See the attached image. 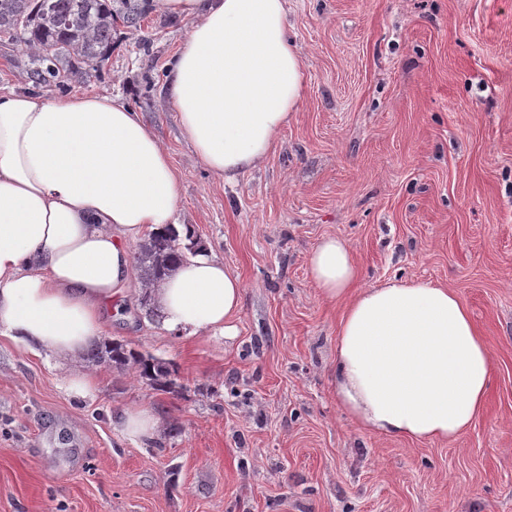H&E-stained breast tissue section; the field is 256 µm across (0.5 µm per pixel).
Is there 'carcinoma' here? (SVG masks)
Listing matches in <instances>:
<instances>
[{"label":"carcinoma","mask_w":512,"mask_h":512,"mask_svg":"<svg viewBox=\"0 0 512 512\" xmlns=\"http://www.w3.org/2000/svg\"><path fill=\"white\" fill-rule=\"evenodd\" d=\"M148 0H0V34L25 47L35 56L33 77L67 67L75 77L81 66L96 67L105 60L117 22L137 28L146 16ZM198 242L181 239L174 227L149 234L134 255L141 282L148 284L186 259L201 252ZM89 356L110 362L119 369H132L156 390L176 387L177 369L169 362L127 347L119 340L94 344Z\"/></svg>","instance_id":"carcinoma-1"}]
</instances>
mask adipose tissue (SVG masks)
Returning a JSON list of instances; mask_svg holds the SVG:
<instances>
[{"instance_id":"adipose-tissue-1","label":"adipose tissue","mask_w":512,"mask_h":512,"mask_svg":"<svg viewBox=\"0 0 512 512\" xmlns=\"http://www.w3.org/2000/svg\"><path fill=\"white\" fill-rule=\"evenodd\" d=\"M288 0H153L190 19L164 106L201 163L227 183L260 167L305 87L288 41ZM180 176L157 135L106 95H0V334L68 361L67 388L87 397L76 361L139 288L131 247L175 223ZM324 300L343 303L330 385L360 430L455 438L482 412L492 356L453 290L422 280L361 286L343 238L309 257ZM238 273L188 257L148 293L170 332L233 340Z\"/></svg>"}]
</instances>
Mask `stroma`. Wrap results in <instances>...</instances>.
Listing matches in <instances>:
<instances>
[{
    "mask_svg": "<svg viewBox=\"0 0 512 512\" xmlns=\"http://www.w3.org/2000/svg\"><path fill=\"white\" fill-rule=\"evenodd\" d=\"M189 20L118 27L83 80L37 84L0 44V94H100L138 112L181 176L176 218L243 281L239 334L179 339L129 291L104 339L173 363L178 389L0 335V512H512V0H288L303 98L266 162L217 179L163 107ZM347 238L365 284L455 291L492 355L485 411L450 442L381 438L336 406L342 306L307 272ZM142 407L147 442L118 426ZM161 425L159 417L144 408H130L124 411L121 432L130 440H153Z\"/></svg>",
    "mask_w": 512,
    "mask_h": 512,
    "instance_id": "1",
    "label": "stroma"
}]
</instances>
